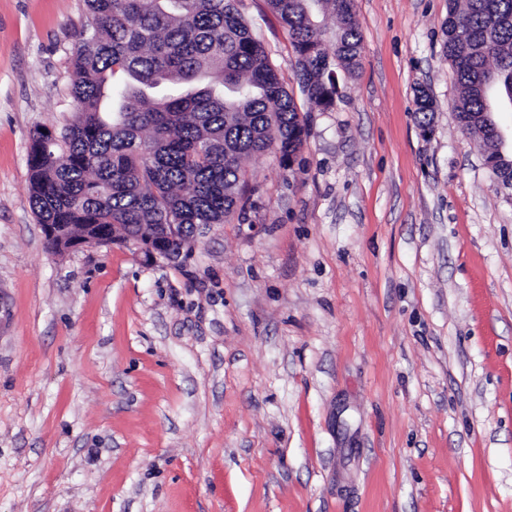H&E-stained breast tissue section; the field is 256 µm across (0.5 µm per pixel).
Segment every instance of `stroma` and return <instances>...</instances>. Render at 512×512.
I'll use <instances>...</instances> for the list:
<instances>
[{
  "label": "stroma",
  "mask_w": 512,
  "mask_h": 512,
  "mask_svg": "<svg viewBox=\"0 0 512 512\" xmlns=\"http://www.w3.org/2000/svg\"><path fill=\"white\" fill-rule=\"evenodd\" d=\"M191 253L50 254L84 0H0V512H512V197L453 116L448 0H355L361 65ZM435 102L429 127L416 92Z\"/></svg>",
  "instance_id": "1"
}]
</instances>
